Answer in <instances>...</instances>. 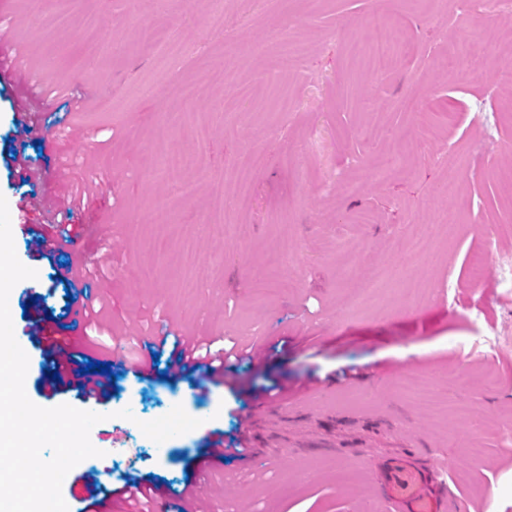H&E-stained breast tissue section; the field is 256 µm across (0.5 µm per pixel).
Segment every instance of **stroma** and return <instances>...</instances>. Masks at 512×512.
Returning <instances> with one entry per match:
<instances>
[{"instance_id": "stroma-1", "label": "stroma", "mask_w": 512, "mask_h": 512, "mask_svg": "<svg viewBox=\"0 0 512 512\" xmlns=\"http://www.w3.org/2000/svg\"><path fill=\"white\" fill-rule=\"evenodd\" d=\"M212 0H73L54 39L51 6L8 0L0 27L21 47L26 69L0 70V195L10 221L63 225L68 241L50 256L19 260L37 271L43 309L68 336L71 360L134 363L155 337L201 336L256 343L258 360L235 362L224 385L124 374L102 402L76 392L45 395V360L34 342L25 390L38 406L68 404L105 414L90 433L100 449L65 477L69 512L91 470L158 479L156 512H176L195 477L200 444L215 431L232 441L265 388H287L288 412L251 434L248 460L230 458L206 478V512H385L373 461L439 458L457 512H512V293L497 278L512 256V87L496 80L512 57V0L491 19L440 0H223L224 26L208 29ZM404 35L377 64L368 48L373 17ZM494 36L481 55L447 63L458 34ZM163 32L187 51L166 61L142 41ZM298 43L287 72L275 58ZM197 90L182 101L184 85ZM182 103L178 124L167 112ZM31 117V130L13 115ZM197 156L196 169L159 174L157 143ZM38 174L20 186L12 158ZM263 155L248 181L229 189L224 221L211 223L212 198L226 165ZM392 160L394 171L379 168ZM457 177L454 201L439 187ZM97 179L80 207L67 185ZM362 190L346 194L348 181ZM195 196L178 199L181 182ZM169 201L173 224L157 243L156 206ZM449 233L427 253L411 247L436 212ZM351 242L358 276L388 267L400 277L354 309L355 278L340 276V242ZM487 261L473 281L476 256ZM94 268L85 301L102 306L84 333L62 315L65 288L54 267ZM422 280L411 296L403 277ZM197 287H187V280ZM495 385H487V375ZM426 379L430 402L403 393L399 380ZM182 405L198 428L163 443L142 421ZM130 409L132 419L120 418ZM478 415L479 428L469 425ZM282 445L271 461L267 447ZM482 450L472 459L469 448Z\"/></svg>"}]
</instances>
